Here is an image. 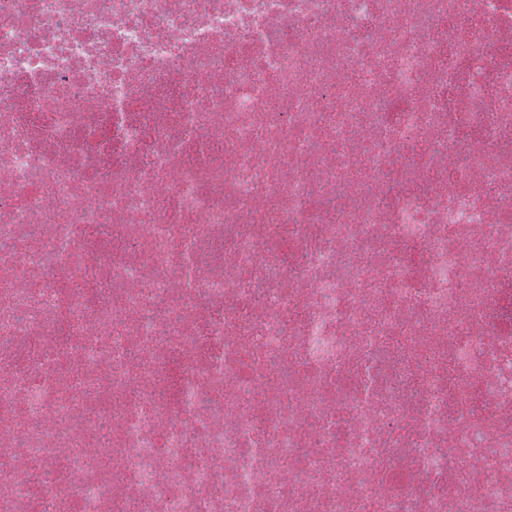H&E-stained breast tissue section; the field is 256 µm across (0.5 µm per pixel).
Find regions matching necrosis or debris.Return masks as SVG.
<instances>
[{"label": "necrosis or debris", "instance_id": "4bbe7bcc", "mask_svg": "<svg viewBox=\"0 0 512 512\" xmlns=\"http://www.w3.org/2000/svg\"><path fill=\"white\" fill-rule=\"evenodd\" d=\"M0 512H512V0H0Z\"/></svg>", "mask_w": 512, "mask_h": 512}]
</instances>
